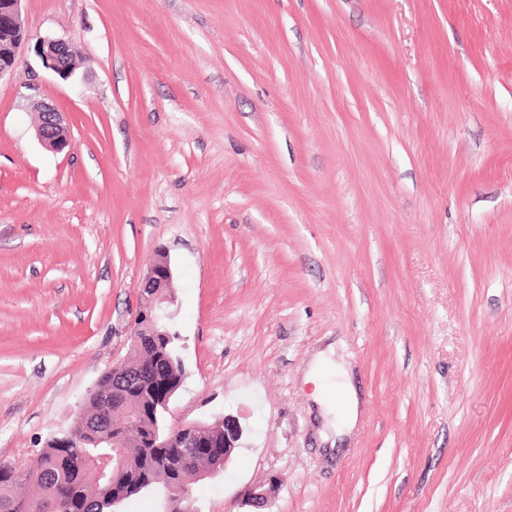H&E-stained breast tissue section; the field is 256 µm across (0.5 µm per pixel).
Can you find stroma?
Returning <instances> with one entry per match:
<instances>
[{"label":"stroma","mask_w":512,"mask_h":512,"mask_svg":"<svg viewBox=\"0 0 512 512\" xmlns=\"http://www.w3.org/2000/svg\"><path fill=\"white\" fill-rule=\"evenodd\" d=\"M0 79V460L125 355L165 248L182 421L239 420L199 512H512V0H25ZM76 142L52 152L32 101ZM359 400L336 446L306 380ZM34 48L45 68L62 79L73 75L79 50L72 40L46 35L37 39ZM346 373L336 369L332 360L320 353L313 362L307 381L315 385L314 399L325 407L327 414H333L339 427L351 429L355 424V409L352 403ZM336 377L333 382L332 378ZM280 487V480L277 477L254 485L248 492V504L254 509H260L267 505L269 500L276 495Z\"/></svg>","instance_id":"35a3bbf8"}]
</instances>
